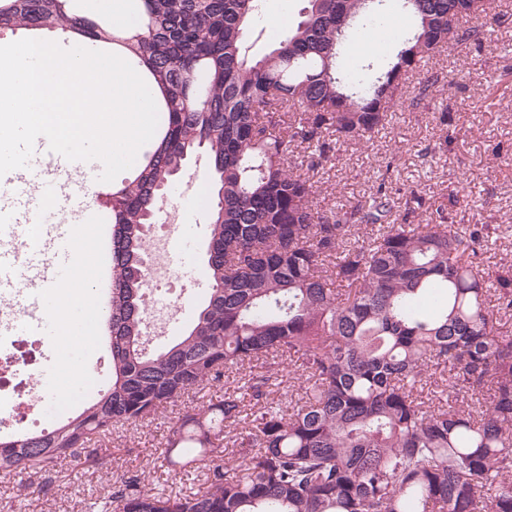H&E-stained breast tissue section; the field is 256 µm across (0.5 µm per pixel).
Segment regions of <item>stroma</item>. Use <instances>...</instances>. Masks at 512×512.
Wrapping results in <instances>:
<instances>
[{
  "label": "stroma",
  "mask_w": 512,
  "mask_h": 512,
  "mask_svg": "<svg viewBox=\"0 0 512 512\" xmlns=\"http://www.w3.org/2000/svg\"><path fill=\"white\" fill-rule=\"evenodd\" d=\"M302 6V0H261L248 35L252 52L273 44L271 15H284L291 22ZM486 21L490 29L481 46L461 53L445 51L430 61L427 69L436 83L425 108L396 110L372 141L341 146L312 172L317 187L313 204L319 212L356 203L383 176L396 191L414 188L433 200L457 194L452 223L512 225V0H492ZM443 114L455 138L447 151L439 153L435 133ZM430 150L435 158L424 160ZM208 167L206 152L198 151L173 176L166 193L181 224L196 231L195 242H184L173 270L174 281L186 291L178 301L179 319L163 339L167 345L188 330L209 294L204 226L215 197L211 181L196 188L189 184L196 169ZM72 290L69 283L60 288L66 305L75 306L76 313L71 324L58 325V338L18 332L48 359L50 390L47 398L34 404L36 419L54 420L76 409L95 396L98 380L109 377L111 360L102 357L95 343L100 319L93 307L75 301ZM82 365L86 374L76 375V367ZM196 402L193 396L183 398L151 422L113 432L104 441L101 469L83 468L79 459L69 458L47 470L0 476V512H93L94 503L111 494L115 479L135 474L157 492L198 486L199 474L170 467L164 460L173 422Z\"/></svg>",
  "instance_id": "stroma-1"
}]
</instances>
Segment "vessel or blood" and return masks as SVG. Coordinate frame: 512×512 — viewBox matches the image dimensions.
Wrapping results in <instances>:
<instances>
[{"label": "vessel or blood", "instance_id": "b4317fda", "mask_svg": "<svg viewBox=\"0 0 512 512\" xmlns=\"http://www.w3.org/2000/svg\"><path fill=\"white\" fill-rule=\"evenodd\" d=\"M97 161H69L37 139L28 167L0 178V297L15 302L14 324L55 327L59 289L71 280L81 246L76 226H107L106 186ZM60 201L47 212V198Z\"/></svg>", "mask_w": 512, "mask_h": 512}]
</instances>
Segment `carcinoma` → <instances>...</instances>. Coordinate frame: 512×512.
<instances>
[{
	"mask_svg": "<svg viewBox=\"0 0 512 512\" xmlns=\"http://www.w3.org/2000/svg\"><path fill=\"white\" fill-rule=\"evenodd\" d=\"M85 0H0V29L55 20L96 44L133 40L166 101L148 162L112 187V288L105 337L112 381L73 415L0 439V473L80 456L117 427H137L229 369L252 401L224 393L182 414L165 460L204 475L165 494L128 477L100 512H512V264L486 266L498 227L450 224L458 198L434 203L380 182L328 215L309 171L335 147L367 142L392 118L410 79L445 48L478 41L475 0H397L412 24L373 74L358 28H382L386 0H306L269 52L248 55L260 0H124L133 28H109ZM435 80L414 88L417 109ZM296 145L307 164L290 156ZM207 147V304L174 345L141 348L148 297L140 262L171 177ZM426 215L425 223L413 219ZM370 234L356 238L362 229ZM305 379L288 408L271 399L281 366ZM237 464L223 466L228 447Z\"/></svg>",
	"mask_w": 512,
	"mask_h": 512,
	"instance_id": "1",
	"label": "carcinoma"
}]
</instances>
